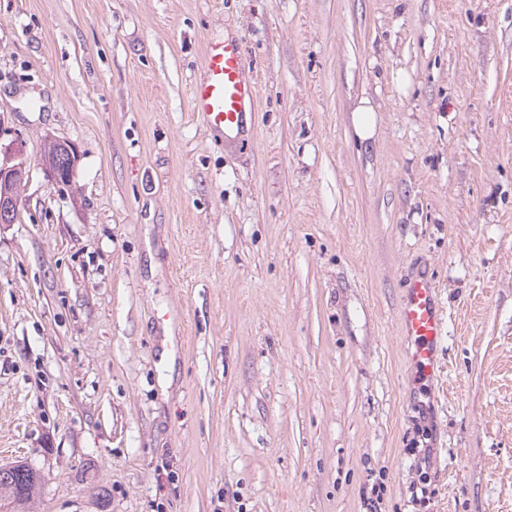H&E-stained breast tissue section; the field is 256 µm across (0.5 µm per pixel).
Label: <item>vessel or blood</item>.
<instances>
[{
    "label": "vessel or blood",
    "mask_w": 512,
    "mask_h": 512,
    "mask_svg": "<svg viewBox=\"0 0 512 512\" xmlns=\"http://www.w3.org/2000/svg\"><path fill=\"white\" fill-rule=\"evenodd\" d=\"M258 94L257 82L245 74L240 43H211L203 75L192 88L193 111L210 129L232 140L242 131L247 112L254 110ZM398 331L420 382H432L438 374V349L447 321L436 285L428 276L416 274L409 279L398 311Z\"/></svg>",
    "instance_id": "vessel-or-blood-1"
}]
</instances>
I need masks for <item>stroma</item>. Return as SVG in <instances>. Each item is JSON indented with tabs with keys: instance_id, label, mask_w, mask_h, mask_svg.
Wrapping results in <instances>:
<instances>
[{
	"instance_id": "stroma-1",
	"label": "stroma",
	"mask_w": 512,
	"mask_h": 512,
	"mask_svg": "<svg viewBox=\"0 0 512 512\" xmlns=\"http://www.w3.org/2000/svg\"><path fill=\"white\" fill-rule=\"evenodd\" d=\"M225 39L260 86L233 142L191 106ZM16 149L0 466L41 474L31 512H368L377 482L380 512H512V0H0ZM353 126L360 141L365 142L375 135V110L368 98H362L353 112ZM446 326L435 283L427 275H413L398 311V331L421 384L431 383L438 374V349Z\"/></svg>"
}]
</instances>
